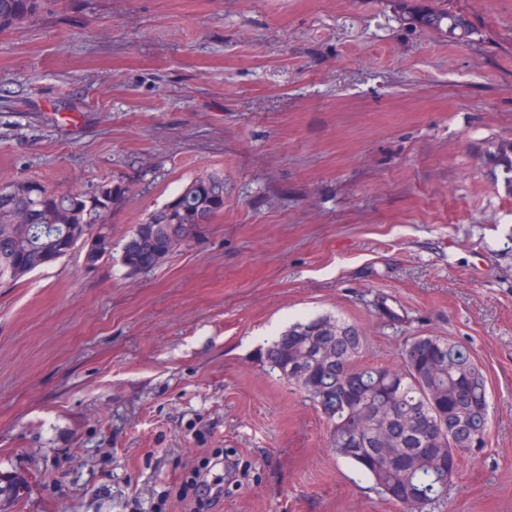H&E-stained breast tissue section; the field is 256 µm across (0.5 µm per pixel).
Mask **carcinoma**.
<instances>
[{
	"label": "carcinoma",
	"instance_id": "obj_1",
	"mask_svg": "<svg viewBox=\"0 0 512 512\" xmlns=\"http://www.w3.org/2000/svg\"><path fill=\"white\" fill-rule=\"evenodd\" d=\"M38 0H0V31L23 23ZM491 164L512 174V141L487 151ZM129 188L111 186L93 198L21 180L0 187V278L20 279L76 249L86 232L119 207ZM224 211V177L194 179L136 225L121 263L138 274L189 246ZM107 245L87 258L97 267L112 257V225L97 229ZM365 336L332 317L296 323L266 350L270 370L297 386L327 419L336 454L351 462L390 499L414 482L417 512L444 498L438 474L452 478L455 454L482 440L489 423L487 379L466 345L419 336L398 366H363Z\"/></svg>",
	"mask_w": 512,
	"mask_h": 512
}]
</instances>
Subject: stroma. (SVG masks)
Instances as JSON below:
<instances>
[{
    "mask_svg": "<svg viewBox=\"0 0 512 512\" xmlns=\"http://www.w3.org/2000/svg\"><path fill=\"white\" fill-rule=\"evenodd\" d=\"M510 139L512 0H41L0 32V187L129 185L119 247L197 177L224 212L145 273L0 279V512H191L219 449L210 512H403L261 361L320 316L367 366L471 349L488 437L424 512H512ZM487 156L494 168H501L505 174H512V141H502L487 151Z\"/></svg>",
    "mask_w": 512,
    "mask_h": 512,
    "instance_id": "35a3bbf8",
    "label": "stroma"
}]
</instances>
